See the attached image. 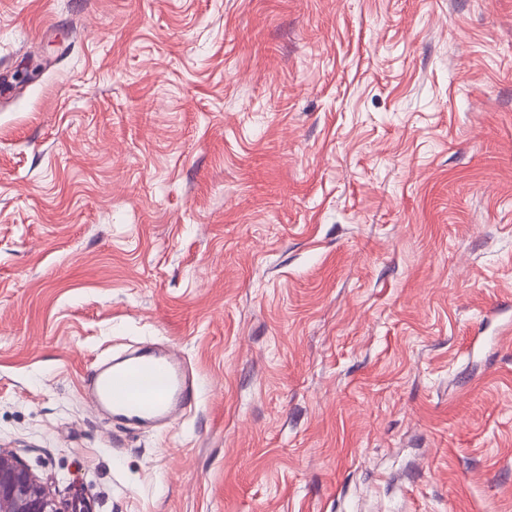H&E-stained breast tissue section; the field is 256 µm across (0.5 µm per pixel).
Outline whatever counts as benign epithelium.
<instances>
[{
    "label": "benign epithelium",
    "instance_id": "benign-epithelium-1",
    "mask_svg": "<svg viewBox=\"0 0 512 512\" xmlns=\"http://www.w3.org/2000/svg\"><path fill=\"white\" fill-rule=\"evenodd\" d=\"M0 512H82L78 503L65 505L53 488L18 454L0 448Z\"/></svg>",
    "mask_w": 512,
    "mask_h": 512
}]
</instances>
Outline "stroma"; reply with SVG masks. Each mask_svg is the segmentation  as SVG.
<instances>
[{
	"label": "stroma",
	"mask_w": 512,
	"mask_h": 512,
	"mask_svg": "<svg viewBox=\"0 0 512 512\" xmlns=\"http://www.w3.org/2000/svg\"><path fill=\"white\" fill-rule=\"evenodd\" d=\"M173 349L169 424L86 378ZM86 512H512V0H0V448Z\"/></svg>",
	"instance_id": "obj_1"
}]
</instances>
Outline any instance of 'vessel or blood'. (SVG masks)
<instances>
[{"instance_id": "vessel-or-blood-1", "label": "vessel or blood", "mask_w": 512, "mask_h": 512, "mask_svg": "<svg viewBox=\"0 0 512 512\" xmlns=\"http://www.w3.org/2000/svg\"><path fill=\"white\" fill-rule=\"evenodd\" d=\"M191 391L180 358L165 351L102 365L86 395L95 409L109 408L131 418L156 421L166 418L174 407L186 404Z\"/></svg>"}]
</instances>
